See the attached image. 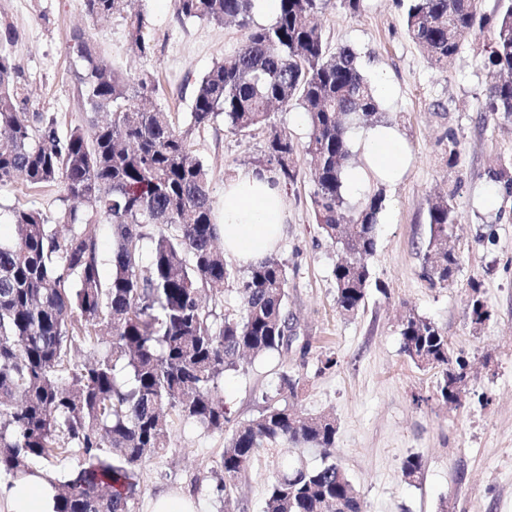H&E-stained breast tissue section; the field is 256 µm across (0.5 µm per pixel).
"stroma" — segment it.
Here are the masks:
<instances>
[{
	"mask_svg": "<svg viewBox=\"0 0 512 512\" xmlns=\"http://www.w3.org/2000/svg\"><path fill=\"white\" fill-rule=\"evenodd\" d=\"M403 0H362L350 14L341 0H328L319 15L329 48L351 47L367 78L386 72L396 86L382 102L378 121L398 127L413 155L398 182L368 179L346 192L349 207L382 193L377 248L369 259L367 297L351 316L336 306L333 269L341 252L320 233L313 215L315 183L301 169L283 193L286 220L275 255L288 267V309L297 344L226 372L219 388L234 423L263 408L282 370L299 374L294 402L309 415H332L336 456L363 499L367 512H512V197L485 206L490 164L512 158V120L483 110L491 76L481 64L490 31L463 38L447 66L431 64L407 35ZM153 51L134 53L120 17L90 18L83 0H0V33L12 31L7 50L20 65L31 92V109L55 117L60 130L85 123L88 105L78 94L83 61L73 35L84 32L109 66L151 78L150 95L187 126L196 81L233 55L243 33L235 25L181 22L176 0H138ZM267 133L229 132L223 121L194 131L193 148L210 174L214 219H221L224 184L264 156ZM456 138L458 160L448 162V140ZM454 192L457 222L448 245L458 258L452 285L432 284L420 249L428 236L427 211L438 195ZM59 187L29 188L17 181L0 187V237L13 226L8 205L54 213ZM478 283L491 316L473 324L471 283ZM412 312L434 322L448 338L451 356L467 362V385L459 405L437 396L440 370L417 367L402 350L400 321ZM309 342L301 354V342ZM336 367L325 370L323 358ZM225 436L173 420L167 448L139 472L133 512H151L154 498L172 492L191 498L197 512H220L214 472ZM277 449L260 451L238 481L240 512H263ZM418 457L415 481L402 466Z\"/></svg>",
	"mask_w": 512,
	"mask_h": 512,
	"instance_id": "1",
	"label": "stroma"
}]
</instances>
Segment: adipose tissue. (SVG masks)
I'll return each instance as SVG.
<instances>
[{
    "label": "adipose tissue",
    "mask_w": 512,
    "mask_h": 512,
    "mask_svg": "<svg viewBox=\"0 0 512 512\" xmlns=\"http://www.w3.org/2000/svg\"><path fill=\"white\" fill-rule=\"evenodd\" d=\"M356 142L363 163L346 172L350 190L362 188L371 176L393 182L406 172L410 152L396 127L378 123L361 128ZM284 221L283 192L272 185L269 172L245 168L225 183L218 233L226 255L244 265L258 263L275 248ZM55 494L51 475L42 471L0 484V503H7L6 512H53Z\"/></svg>",
    "instance_id": "ef3b65f1"
}]
</instances>
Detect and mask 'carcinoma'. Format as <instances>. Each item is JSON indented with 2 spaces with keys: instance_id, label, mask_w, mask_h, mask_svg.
<instances>
[{
  "instance_id": "obj_1",
  "label": "carcinoma",
  "mask_w": 512,
  "mask_h": 512,
  "mask_svg": "<svg viewBox=\"0 0 512 512\" xmlns=\"http://www.w3.org/2000/svg\"><path fill=\"white\" fill-rule=\"evenodd\" d=\"M253 2L177 0L183 21L231 20L244 31L238 51L196 82L185 129L147 105L146 76L106 67L79 33L80 94L91 112L87 124L62 133L54 118L28 111L20 67L0 44V187L20 177L32 188L55 184L66 202L52 217L13 207V238L0 240V478L29 472L34 457L51 463L79 455V468L56 485L54 512H133L138 470L167 446L170 416L224 432L231 423L217 395L224 372L248 355L288 349V268L269 256L240 280L225 262L194 130L221 114L235 134L267 127L264 159L253 167L286 188L299 176L296 146L272 122V107L297 102L309 124L303 155L316 186L315 220L344 253L334 268L337 308L353 315L365 300L382 195L346 211V133L353 121L374 117L379 102L356 53L328 49L318 23L325 0H279L267 25L254 23ZM84 6L96 19L122 17L139 54L153 51L146 16L130 11L129 0ZM484 26L492 38L482 65L493 77L484 111L511 119L512 4L492 15L479 12L478 0H408L405 10L408 36L436 66L458 53L464 33ZM488 176L512 197L511 161L497 159ZM453 198L429 206L422 255L425 274L443 288L457 265L447 247ZM97 219L115 233L108 281L100 274ZM230 282L238 306L218 314L202 294L219 301ZM401 336L414 363L441 370L437 396L449 402L448 337L413 313ZM85 344L92 357L71 368L70 351ZM299 385L282 371L259 414L228 433L215 472L224 512H237L236 481L257 452L283 443L317 450L321 463H278L263 512H365L336 460L335 419L290 408Z\"/></svg>"
}]
</instances>
